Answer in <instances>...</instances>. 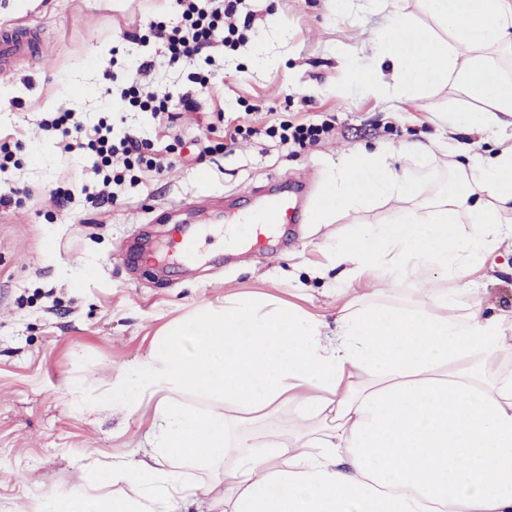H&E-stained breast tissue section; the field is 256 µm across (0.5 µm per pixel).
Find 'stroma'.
I'll use <instances>...</instances> for the list:
<instances>
[{"instance_id":"stroma-1","label":"stroma","mask_w":512,"mask_h":512,"mask_svg":"<svg viewBox=\"0 0 512 512\" xmlns=\"http://www.w3.org/2000/svg\"><path fill=\"white\" fill-rule=\"evenodd\" d=\"M400 10L440 37L445 27L419 0H245L243 39L212 48V65L170 61L150 23L180 21L175 0H0V24L23 20L40 31L42 52L0 73V512H27L70 488L77 472L130 453L144 431L140 413L102 405L110 382L143 355L168 322L204 302L252 292L333 320L336 296L393 301L388 283L344 277L329 260L357 225L385 220L395 201L309 221L343 155L384 150L395 169L429 167L428 197L453 168L499 150L490 131L447 122L469 106L457 76L417 91L412 101L362 92L357 68L371 30ZM147 62L140 70L139 62ZM113 68L116 81L104 80ZM207 71L206 85L195 75ZM136 86L167 96L169 117L134 107L114 110ZM74 112L86 130L107 120L130 134L163 170L140 168L92 203L103 187L89 149L67 146L44 122ZM326 125L318 142L282 145L280 125ZM255 135L230 140L235 126ZM448 139V154L411 156L406 143ZM302 178L309 190L298 218L272 229L262 247L242 236L226 251L229 225L252 209V193ZM180 210L165 212L169 200ZM193 257L169 246L177 221L198 209ZM472 279L486 315L512 310V238L483 257Z\"/></svg>"}]
</instances>
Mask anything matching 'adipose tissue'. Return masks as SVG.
I'll list each match as a JSON object with an SVG mask.
<instances>
[{
	"label": "adipose tissue",
	"mask_w": 512,
	"mask_h": 512,
	"mask_svg": "<svg viewBox=\"0 0 512 512\" xmlns=\"http://www.w3.org/2000/svg\"><path fill=\"white\" fill-rule=\"evenodd\" d=\"M457 41L489 49L459 61L447 40L401 14L375 31L359 86L401 100L458 73L481 102L470 126L512 116V77L493 53L512 49V0H421ZM391 62L384 80L380 58ZM423 170L396 171L378 152L340 158L316 224L371 202L401 200L385 221L359 225L337 246L349 278L408 281L427 305L337 298L335 324L253 294L205 303L170 322L147 353L107 389V403L142 413V441L112 464L81 471L77 485L33 512H512V312L484 317L465 279L473 255L495 252L512 222V146L456 171L432 199ZM475 226L457 236L459 216ZM205 401L188 406L186 397ZM304 425L286 436L251 426L282 407ZM244 424L231 434V413ZM223 480H216V473ZM134 487V495L124 487Z\"/></svg>",
	"instance_id": "obj_1"
}]
</instances>
